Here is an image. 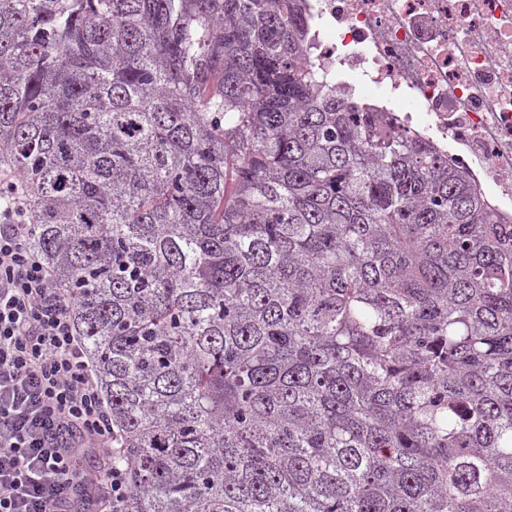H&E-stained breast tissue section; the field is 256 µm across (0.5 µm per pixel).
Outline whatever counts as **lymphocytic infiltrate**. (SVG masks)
Returning a JSON list of instances; mask_svg holds the SVG:
<instances>
[{
  "label": "lymphocytic infiltrate",
  "instance_id": "1",
  "mask_svg": "<svg viewBox=\"0 0 512 512\" xmlns=\"http://www.w3.org/2000/svg\"><path fill=\"white\" fill-rule=\"evenodd\" d=\"M30 234L0 210V512H122L128 469L98 369ZM89 453L102 468L77 469Z\"/></svg>",
  "mask_w": 512,
  "mask_h": 512
}]
</instances>
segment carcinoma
<instances>
[{
	"label": "carcinoma",
	"instance_id": "carcinoma-1",
	"mask_svg": "<svg viewBox=\"0 0 512 512\" xmlns=\"http://www.w3.org/2000/svg\"><path fill=\"white\" fill-rule=\"evenodd\" d=\"M314 56L300 0H0L124 512H512V222Z\"/></svg>",
	"mask_w": 512,
	"mask_h": 512
}]
</instances>
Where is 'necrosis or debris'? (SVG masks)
Instances as JSON below:
<instances>
[{
  "mask_svg": "<svg viewBox=\"0 0 512 512\" xmlns=\"http://www.w3.org/2000/svg\"><path fill=\"white\" fill-rule=\"evenodd\" d=\"M320 64L512 219V0H305Z\"/></svg>",
  "mask_w": 512,
  "mask_h": 512,
  "instance_id": "1",
  "label": "necrosis or debris"
}]
</instances>
